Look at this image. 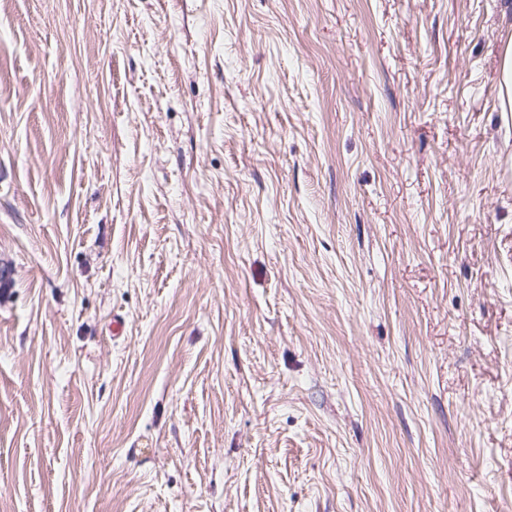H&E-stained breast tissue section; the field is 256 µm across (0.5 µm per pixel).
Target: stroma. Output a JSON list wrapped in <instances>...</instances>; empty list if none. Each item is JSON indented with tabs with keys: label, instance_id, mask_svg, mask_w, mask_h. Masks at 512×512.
Returning <instances> with one entry per match:
<instances>
[{
	"label": "stroma",
	"instance_id": "1",
	"mask_svg": "<svg viewBox=\"0 0 512 512\" xmlns=\"http://www.w3.org/2000/svg\"><path fill=\"white\" fill-rule=\"evenodd\" d=\"M511 36L0 0V512H512ZM499 112H512V36L504 43L500 54V76L497 86Z\"/></svg>",
	"mask_w": 512,
	"mask_h": 512
}]
</instances>
